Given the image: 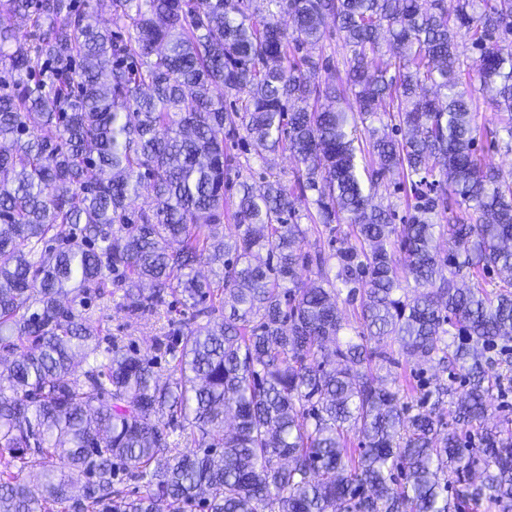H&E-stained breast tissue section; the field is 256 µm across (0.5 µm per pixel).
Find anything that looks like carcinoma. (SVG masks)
I'll use <instances>...</instances> for the list:
<instances>
[{
	"label": "carcinoma",
	"mask_w": 512,
	"mask_h": 512,
	"mask_svg": "<svg viewBox=\"0 0 512 512\" xmlns=\"http://www.w3.org/2000/svg\"><path fill=\"white\" fill-rule=\"evenodd\" d=\"M3 14L27 30L0 24V512H512V422L486 424L512 385V171L481 153L512 151V0ZM331 25L354 112L295 56ZM239 139L289 151L293 179L249 182ZM388 174L401 224L371 204ZM114 296L166 315L153 354L101 346ZM395 347L450 381L387 386Z\"/></svg>",
	"instance_id": "1"
}]
</instances>
